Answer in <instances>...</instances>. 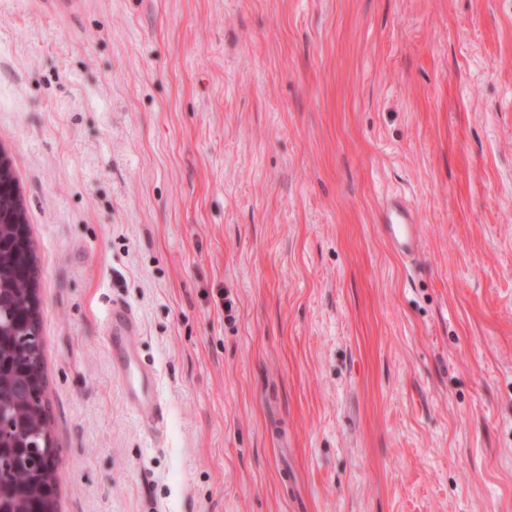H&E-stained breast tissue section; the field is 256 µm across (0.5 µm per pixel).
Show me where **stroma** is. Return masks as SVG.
I'll return each instance as SVG.
<instances>
[{
  "mask_svg": "<svg viewBox=\"0 0 512 512\" xmlns=\"http://www.w3.org/2000/svg\"><path fill=\"white\" fill-rule=\"evenodd\" d=\"M0 143L59 512H512V0H0ZM379 215L382 233L393 249L405 259L415 256L420 244V225L412 204L402 196L387 197ZM108 320L112 321L116 335L130 334L137 325V318L132 309L121 303H112ZM122 376L125 381V398L142 417L143 423L157 434L164 421L163 408L153 392L152 373L139 367L127 350L124 349Z\"/></svg>",
  "mask_w": 512,
  "mask_h": 512,
  "instance_id": "obj_1",
  "label": "stroma"
}]
</instances>
